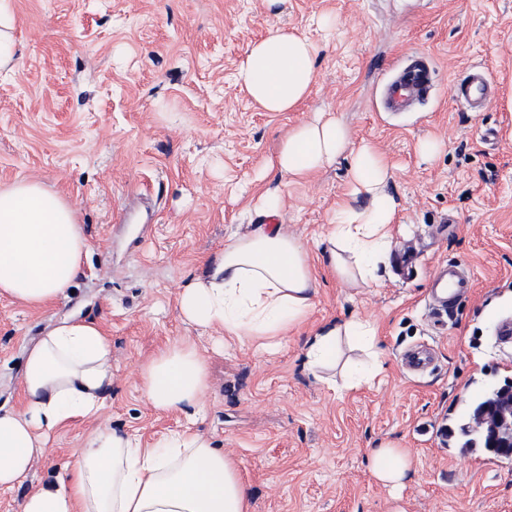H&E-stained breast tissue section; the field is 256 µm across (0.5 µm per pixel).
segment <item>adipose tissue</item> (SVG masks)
Instances as JSON below:
<instances>
[{
    "instance_id": "obj_1",
    "label": "adipose tissue",
    "mask_w": 512,
    "mask_h": 512,
    "mask_svg": "<svg viewBox=\"0 0 512 512\" xmlns=\"http://www.w3.org/2000/svg\"><path fill=\"white\" fill-rule=\"evenodd\" d=\"M316 48L285 27L253 42L236 81L265 112H292L317 78ZM349 156L351 179L334 218L315 247L284 232L278 194L256 193L268 218L254 232L231 238L207 261L206 273L176 296L181 318L197 329L223 330L238 340H271L308 316L320 286L317 265L343 281L375 280L390 248L400 203L390 189L391 164L370 143L354 144L336 117L294 126L265 172L291 182L308 179ZM88 243L64 195L34 180L0 187V296L39 308L67 297L83 273ZM370 321L353 315L329 322L307 337L303 362L312 374L336 364L341 338L374 337ZM112 386V346L94 321L67 318L29 349L19 407L0 408V487L28 475L45 454V436L102 409ZM146 401L162 411L204 410L207 364L192 340L160 350L140 371ZM378 482L397 487L412 466L399 448L373 449ZM65 477L31 492L23 512H250L239 464L208 439L174 432L143 448L125 433L94 430L77 449Z\"/></svg>"
}]
</instances>
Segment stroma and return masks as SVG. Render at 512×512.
I'll return each instance as SVG.
<instances>
[{
    "label": "stroma",
    "mask_w": 512,
    "mask_h": 512,
    "mask_svg": "<svg viewBox=\"0 0 512 512\" xmlns=\"http://www.w3.org/2000/svg\"><path fill=\"white\" fill-rule=\"evenodd\" d=\"M14 56L0 73V186L35 179L63 193L89 244L72 294L41 308L0 298V406L19 402L27 350L67 317L99 323L112 343V386L97 422L51 432L49 452L19 484L0 488V512H22L95 424L149 446L188 429L239 463L251 512H512V458L462 449L472 398L512 378V344L494 328L512 317V0H8ZM336 28L326 32L323 17ZM284 26L317 48L318 78L293 112H263L236 84L249 46ZM410 55L429 59L435 96L400 115L382 86ZM475 65L500 95L471 112L450 96ZM336 115L353 141L392 165L400 203L390 256L372 285L325 278L308 320L359 313L378 322L384 373L338 391L341 365L362 351L341 343L330 382L301 363L304 332L271 353L200 332L175 296L230 237L266 218L247 201L279 190L281 223L308 244L329 224L350 179L338 159L310 180L263 174L295 124ZM436 138L432 158L421 142ZM417 255L415 269L397 261ZM471 294L436 323L429 280L448 261ZM192 339L207 359V410L198 420L149 406L139 369L161 348ZM425 343L435 363L410 375L404 351ZM406 449L413 466L390 487L370 451Z\"/></svg>",
    "instance_id": "stroma-1"
}]
</instances>
